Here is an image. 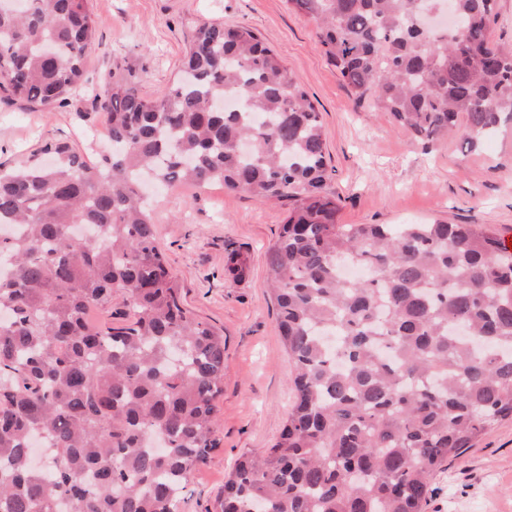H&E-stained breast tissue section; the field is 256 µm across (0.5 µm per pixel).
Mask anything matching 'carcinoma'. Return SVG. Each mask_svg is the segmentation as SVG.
Returning a JSON list of instances; mask_svg holds the SVG:
<instances>
[{"label": "carcinoma", "instance_id": "obj_1", "mask_svg": "<svg viewBox=\"0 0 512 512\" xmlns=\"http://www.w3.org/2000/svg\"><path fill=\"white\" fill-rule=\"evenodd\" d=\"M286 2L355 101L417 140L473 151L512 126L497 0H452L460 33L420 25L442 0ZM95 40L87 0H0V92L68 106ZM183 71L153 97L112 71L105 164L60 143L54 166L0 173V512H178L220 445L224 334L183 304L146 177L288 203L266 265L295 403L221 512H423L435 473L512 420V251L475 224L339 223L321 113L249 27L196 26Z\"/></svg>", "mask_w": 512, "mask_h": 512}]
</instances>
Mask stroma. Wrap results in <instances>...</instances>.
Returning <instances> with one entry per match:
<instances>
[{"label":"stroma","instance_id":"35a3bbf8","mask_svg":"<svg viewBox=\"0 0 512 512\" xmlns=\"http://www.w3.org/2000/svg\"><path fill=\"white\" fill-rule=\"evenodd\" d=\"M98 40L87 65L93 77L125 70L142 94L176 82L193 28L242 23L281 54L321 113L330 164L329 190L343 224H479L512 239V128L469 152L459 138L424 145L389 113L357 105L318 43L314 23L286 0H89ZM77 92L56 112H30L0 100V168L49 161L57 142L89 148L93 161L112 142ZM149 209L159 243L182 284V300L224 332L221 439L192 472L179 512H219L224 480L244 453L269 448L292 405L288 353L267 286L266 252L288 207L215 183L154 195ZM250 259L240 281L225 270L228 251ZM424 512H512V421L500 423L430 482Z\"/></svg>","mask_w":512,"mask_h":512}]
</instances>
